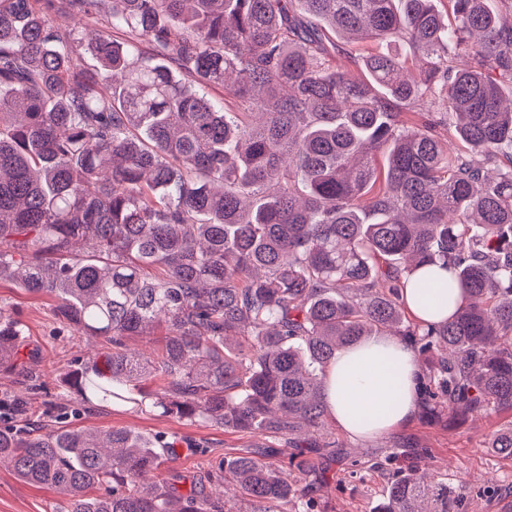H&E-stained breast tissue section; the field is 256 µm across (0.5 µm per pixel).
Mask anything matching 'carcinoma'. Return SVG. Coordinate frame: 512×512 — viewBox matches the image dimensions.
I'll return each instance as SVG.
<instances>
[{
	"mask_svg": "<svg viewBox=\"0 0 512 512\" xmlns=\"http://www.w3.org/2000/svg\"><path fill=\"white\" fill-rule=\"evenodd\" d=\"M502 2L451 0L450 21L435 0H0V280L112 343L70 375L76 401L318 433L328 364L389 333L424 365L426 418L512 411ZM67 13L80 23L57 26ZM359 39L384 47L361 57V78L337 64ZM401 45L425 58L419 75ZM438 270L458 301L424 323L404 289L432 287ZM159 331L153 358L128 347ZM23 335L0 309V367L28 365ZM167 447L126 429L0 428V466L51 486L60 512H228L226 490L249 512L303 501L302 478L256 450L181 492L184 477L155 476ZM490 447L512 457V427ZM463 501L417 463L381 512Z\"/></svg>",
	"mask_w": 512,
	"mask_h": 512,
	"instance_id": "1",
	"label": "carcinoma"
}]
</instances>
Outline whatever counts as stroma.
<instances>
[{
  "instance_id": "1",
  "label": "stroma",
  "mask_w": 512,
  "mask_h": 512,
  "mask_svg": "<svg viewBox=\"0 0 512 512\" xmlns=\"http://www.w3.org/2000/svg\"><path fill=\"white\" fill-rule=\"evenodd\" d=\"M0 307L24 324V348L35 356L33 373L0 371V395L16 393L25 399L21 420L26 426L128 429L161 437L177 447L170 471L196 479L211 472L215 457L264 447L270 461H303L322 476L319 512H380L396 473L421 455L436 482L465 487V512H498L500 503L512 502V458L487 446L494 434L512 427L510 411L446 417L434 424L418 416L405 427L371 439L352 438L336 425L330 434L318 436L314 448L296 439L273 440L126 408L78 406L68 412L64 406L71 398L69 375L106 349L105 339L79 335L56 316L54 298L29 294L9 281H0ZM395 446L401 449L400 457L387 460L389 448ZM58 502L56 491L22 482L0 467V512H53Z\"/></svg>"
}]
</instances>
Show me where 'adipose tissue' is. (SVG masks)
I'll list each match as a JSON object with an SVG mask.
<instances>
[{"mask_svg":"<svg viewBox=\"0 0 512 512\" xmlns=\"http://www.w3.org/2000/svg\"><path fill=\"white\" fill-rule=\"evenodd\" d=\"M448 288L407 289L406 303L418 319L447 316ZM421 368L411 349L396 336L373 338L340 351L325 375L328 410L351 437L383 435L410 423L417 412Z\"/></svg>","mask_w":512,"mask_h":512,"instance_id":"obj_1","label":"adipose tissue"}]
</instances>
